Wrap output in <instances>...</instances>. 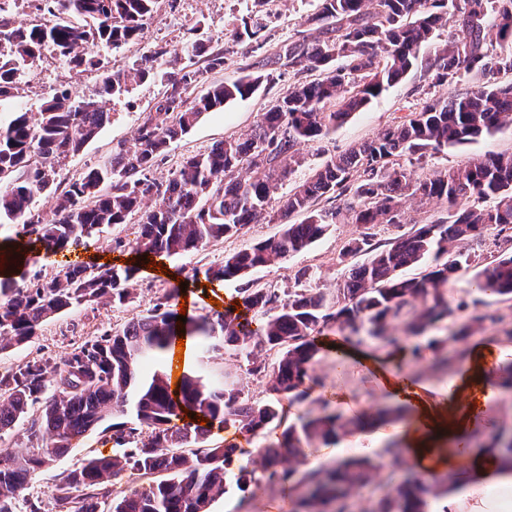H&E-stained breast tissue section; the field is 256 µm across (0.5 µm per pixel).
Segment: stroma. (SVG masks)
I'll use <instances>...</instances> for the list:
<instances>
[{"instance_id": "1", "label": "stroma", "mask_w": 512, "mask_h": 512, "mask_svg": "<svg viewBox=\"0 0 512 512\" xmlns=\"http://www.w3.org/2000/svg\"><path fill=\"white\" fill-rule=\"evenodd\" d=\"M316 0H159L151 18L147 21L139 41L114 50L105 46L94 48L100 59V68L84 70L69 67L54 55H47L35 66L29 81L20 95L0 101V123H7L18 110H36L40 101L54 89L67 86L77 95L95 97L105 73L132 67L141 55L165 49L166 56L155 74L136 80L128 93L106 102L112 119L95 139L78 154L65 160L58 169L59 182H67L78 176L108 155L121 142H132L145 114L162 97L167 77L180 71L195 70L199 77L194 85V95L203 94L215 82L234 79L266 70L272 53L283 42L310 35L307 19L316 9ZM267 17L266 26L251 40L233 41L230 32L255 12ZM200 41L208 50L223 52V68L208 70L204 58L188 56L187 43ZM295 77L288 69H281L274 83L267 84L245 100H238L223 110L206 113L197 125L181 138L173 141L162 161L154 169L157 180H165L183 157L207 150L214 143L250 133L254 123L270 103L281 97ZM478 81L475 74L463 75L459 82L448 85L436 84L422 69H415L400 82L392 85L381 96L373 99L363 110L353 113L349 120L331 131L319 143L305 149L301 167L284 179L277 192L278 201H285L290 191L310 177L328 159L346 153L354 145L374 138L379 132L403 121L409 113L419 111L431 98L444 97L464 90ZM512 152V126L503 128L476 141L448 147L428 153L421 162L408 165L411 176L418 177L434 169L452 168L465 164L473 157H488ZM439 209L433 201L407 199L403 205L404 221L400 224L376 226L378 238L396 239L410 231L412 225L432 220ZM283 229L278 221H262L247 225L240 235L214 241L204 249L186 255L169 258L166 272H139L130 285L131 295L124 303L85 304L62 313L44 323L29 342L0 353V370L27 362L55 361L63 357L85 340L102 335L105 331L123 326L139 318L152 307L157 297L170 295L172 305H180L183 285L210 284L213 290L231 297H238L242 280L206 282L203 273L219 265L226 255L251 243L277 236ZM359 233L358 225L338 223L319 237L308 250L287 257L274 264L254 271L250 279L257 288L276 294L296 289L295 273L309 269L313 278L310 288L326 293L342 284L349 266L364 262V255L341 257L345 242ZM139 235L137 220L104 229L99 236L71 252L60 253L57 261L49 262L33 258L26 268L27 279L53 276L61 265L76 262L90 264L99 252L111 253L120 259L131 255L132 246ZM475 267H462L448 284L450 303L461 301L476 303L479 312L486 314L482 329L468 338L465 345L448 344L444 351L447 367L433 369L432 355H425L420 366L422 382L439 387L454 376L464 362L460 348H473L486 343L492 345L501 357L502 364L512 363V302H504L494 294H479L473 285ZM202 368L205 375L219 379L241 390L243 396L254 401H269L273 395L264 377L250 373V365L233 350H223L205 360L189 359L185 370ZM308 400L284 404L289 421L306 412L320 413V400H327L329 412L349 419H361L375 415L389 399L381 389L372 369L360 361H351L346 373L336 371V356L323 351L316 357L311 380L304 384ZM512 427V389L484 411L476 420L470 438L475 447L493 448L494 438L500 428ZM283 427L270 426L258 435H247L239 429L216 428L212 442L226 441L236 444L235 466L252 471L251 482L239 486L227 484L222 497L209 506V512H304L299 494L287 487H269L264 479L258 448L268 444H280ZM389 424H374L361 430L340 435L336 441L304 449L298 458L297 469L304 472L339 462L346 448H365L370 458L380 463L385 471L393 473L396 482H403L414 469L407 459H394L385 452V444L392 440ZM118 449L109 433L95 430L88 433L78 448L58 458L30 481L27 489L15 504V512H28V505L41 502L42 512H57L53 500V487L62 473L80 466L92 456H112Z\"/></svg>"}]
</instances>
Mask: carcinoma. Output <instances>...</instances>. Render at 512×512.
Masks as SVG:
<instances>
[{"mask_svg":"<svg viewBox=\"0 0 512 512\" xmlns=\"http://www.w3.org/2000/svg\"><path fill=\"white\" fill-rule=\"evenodd\" d=\"M50 16L45 23L14 26L0 20V100L15 97L31 66L51 51L74 68H96L88 53L95 45L117 49L136 41L157 0H43ZM69 15L90 19L83 26ZM458 26L431 61L419 60L424 43L448 24ZM493 16L497 52L484 48L486 22ZM307 22L316 36L281 47L273 63L300 74L320 77L300 82L275 99L244 138H227L203 153L185 158L166 180L151 176L170 142L188 133L207 113L252 95L273 74L246 75L217 83L188 100L196 72L168 80L165 95L137 128L131 146L122 143L64 190L56 184L57 168L80 152L110 121L111 113L91 98L65 88L42 100L36 112L17 111L0 124V224L22 225L15 255L25 278V253L34 243L48 252L84 246L102 229L139 215L140 233L133 250L153 256L197 252L213 241L242 233L249 224L274 212L272 202L282 180L303 161L302 150L313 147L353 113L365 108L411 70L422 67L436 83L452 84L463 73L475 72L482 83L464 92L431 98L418 112L327 161L296 186L280 207L281 219L306 214L298 224L284 225L279 237L248 245L206 269L211 280L242 278L306 250L329 226L351 218L363 226L400 224L402 200L420 197L441 205L442 214L394 242H381L364 232L350 239L343 254L360 252L371 258L350 269L333 298L298 289L281 297L262 290L242 289L245 304L262 316L248 329L225 312L197 328L205 352L227 348L256 359L272 358L250 368L268 373L270 390L280 399L260 404L235 389L209 386L199 376L185 374L181 394L174 399L165 370L153 368L169 354L184 333L171 296L157 299L146 314L75 346L54 364L28 362L0 373V435L26 423V448H0V512H15V500L33 476L69 453L88 432H112L120 455L92 457L63 475L55 485L56 501L65 512H208L224 495L225 485L250 481L245 467L229 469L231 446L209 442L212 426L234 425L254 435L276 421L287 424L284 445L259 449L266 482L279 486L291 480L305 488L306 512H353L352 496L372 487L377 499L370 512H426L429 501L448 493L447 481L411 479L400 484L381 474L368 457L341 461L330 467L297 474L284 467L286 456L359 429V420L335 413L303 415L287 423L280 400L302 402L311 378L317 339L337 335L344 344L359 346L368 339L382 347L398 346L391 322H404L403 332L424 338L411 355H434L433 367L448 343H460L481 328L487 316L473 313L457 322L448 303L449 279L470 255L461 244L482 240L491 229L512 231V153L475 158L451 169H435L414 179L400 160L420 161L429 151L471 142L512 124V83L498 78L512 74V0H318ZM464 42L468 52L460 54ZM186 53L207 55L208 67L224 66V53H206L196 42ZM165 51L144 55L134 72L114 71L102 80L99 95L119 98L136 77L157 69ZM55 198L52 217L31 209L34 199ZM348 196L345 207L314 208L316 199ZM477 205L462 206L470 200ZM476 274L480 291L512 300V251L490 255ZM419 267L413 277L402 271ZM138 269L131 265L93 268L62 267L48 279L35 278L23 288L0 282V352L28 342L49 318L85 303L128 300V285ZM444 321L448 335L428 333ZM39 413H30L32 408ZM206 419L172 424L181 409ZM128 472L153 477L127 494L110 498L109 483Z\"/></svg>","mask_w":512,"mask_h":512,"instance_id":"cac0c4a2","label":"carcinoma"}]
</instances>
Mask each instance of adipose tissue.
<instances>
[{
	"instance_id": "obj_1",
	"label": "adipose tissue",
	"mask_w": 512,
	"mask_h": 512,
	"mask_svg": "<svg viewBox=\"0 0 512 512\" xmlns=\"http://www.w3.org/2000/svg\"><path fill=\"white\" fill-rule=\"evenodd\" d=\"M498 368L492 347L478 346L447 386L434 390L413 382L389 360H378L375 365L389 398L409 410V420L399 423L393 432L414 468L429 473L456 467L462 460L468 464L472 481L449 494L448 512H512V499L502 494L505 487L512 486V467L497 455L467 443L475 417L503 389ZM444 436L455 440V449L439 447Z\"/></svg>"
}]
</instances>
